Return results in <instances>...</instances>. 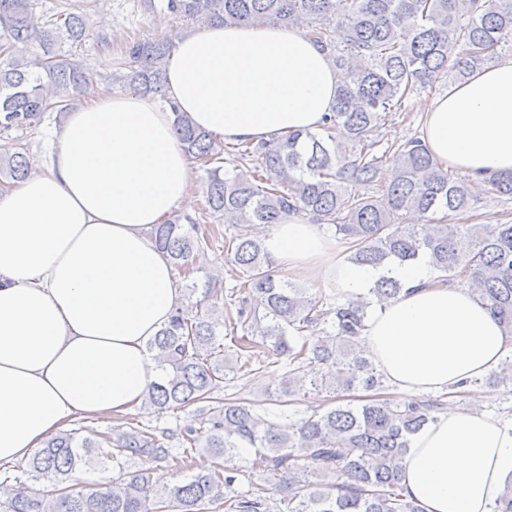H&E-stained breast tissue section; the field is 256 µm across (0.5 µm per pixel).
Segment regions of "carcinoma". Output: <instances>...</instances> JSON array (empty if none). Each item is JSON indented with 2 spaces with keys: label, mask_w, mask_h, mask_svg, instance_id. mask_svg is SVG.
<instances>
[{
  "label": "carcinoma",
  "mask_w": 512,
  "mask_h": 512,
  "mask_svg": "<svg viewBox=\"0 0 512 512\" xmlns=\"http://www.w3.org/2000/svg\"><path fill=\"white\" fill-rule=\"evenodd\" d=\"M177 20L296 28L328 54L346 80L317 131H296L232 145L244 168L224 169L226 145L176 115L174 133L203 171L206 197L198 216L172 214L153 230L185 279L204 270L218 234L207 217L228 223L224 259L236 284L207 275L202 307L182 308L150 340L157 379L141 408L157 414L195 407L199 427L144 429L126 422L94 437L58 433L5 486L0 512H270L268 488L285 493L284 512H423L401 486L411 437L446 412L439 399L400 402L375 395L343 403L345 394L377 392L383 374L357 349L368 309L396 298L402 283L381 277L372 297L331 301L278 277L263 230L288 216L334 227L350 244L347 259L384 267L428 259L437 282L465 281L512 338V223L459 224L468 209L463 180L448 173L420 136L383 143L380 129L405 99L435 83H455L512 54V0H161ZM37 0H0V177L13 185L35 172L11 132L44 114L69 111L97 90L103 74L55 50L60 35L90 36L86 14L65 8L45 19ZM174 49L168 37L133 40L110 74L135 94L166 97ZM392 181L377 187L385 161ZM492 198L512 199V173L487 180ZM233 310L224 312V304ZM229 331L235 360L219 337ZM288 372L275 402L294 405L311 391L331 394L324 412L279 423L239 398H223L228 375L255 380L281 360ZM512 381V354L485 380ZM205 448L219 464L208 473L173 474L130 467L148 458L170 467L186 461L173 445ZM241 448L269 486L234 490L239 471L227 462ZM112 466L120 479L84 492L77 469Z\"/></svg>",
  "instance_id": "obj_1"
}]
</instances>
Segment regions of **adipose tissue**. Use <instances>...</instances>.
Wrapping results in <instances>:
<instances>
[{
  "instance_id": "adipose-tissue-1",
  "label": "adipose tissue",
  "mask_w": 512,
  "mask_h": 512,
  "mask_svg": "<svg viewBox=\"0 0 512 512\" xmlns=\"http://www.w3.org/2000/svg\"><path fill=\"white\" fill-rule=\"evenodd\" d=\"M339 77L295 29L205 25L175 41L172 108L100 91L55 130L42 171L0 193V465L28 457L79 418L139 407L157 372L148 340L182 290L151 236L195 207L176 112L227 143L319 129ZM426 144L472 187L512 173V59L476 71L424 108ZM283 271L352 299L381 275L397 299L370 309L363 347L400 393L453 395L493 370L512 340L469 287L437 286L426 261H348L297 217L265 239ZM512 478V423L449 408L410 443L405 495L423 512H493Z\"/></svg>"
}]
</instances>
